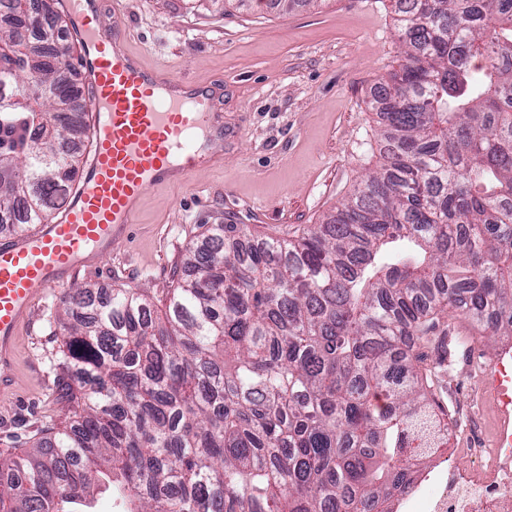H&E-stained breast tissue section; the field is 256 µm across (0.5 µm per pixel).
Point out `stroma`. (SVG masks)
I'll return each instance as SVG.
<instances>
[{"mask_svg":"<svg viewBox=\"0 0 512 512\" xmlns=\"http://www.w3.org/2000/svg\"><path fill=\"white\" fill-rule=\"evenodd\" d=\"M131 50L151 66L212 83L224 114L222 163L186 185L149 193L131 238L68 280L99 292L131 288L163 305L185 251L210 224L292 233L334 214L381 162L377 88L400 62L391 0H317L283 13L255 0H123ZM64 290H48L19 340L12 388L0 395V452L30 447L65 424L73 403L58 363ZM472 351H450L436 387L452 409L469 399Z\"/></svg>","mask_w":512,"mask_h":512,"instance_id":"stroma-1","label":"stroma"}]
</instances>
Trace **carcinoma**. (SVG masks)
Wrapping results in <instances>:
<instances>
[{
    "label": "carcinoma",
    "mask_w": 512,
    "mask_h": 512,
    "mask_svg": "<svg viewBox=\"0 0 512 512\" xmlns=\"http://www.w3.org/2000/svg\"><path fill=\"white\" fill-rule=\"evenodd\" d=\"M0 0V234L64 206L85 114L53 64L56 0ZM402 60L379 103L382 164L324 223L211 224L163 308L62 297L67 424L0 453V512H381L448 433L413 352L461 315L512 335V0H395ZM486 60L483 68L472 60Z\"/></svg>",
    "instance_id": "cac0c4a2"
}]
</instances>
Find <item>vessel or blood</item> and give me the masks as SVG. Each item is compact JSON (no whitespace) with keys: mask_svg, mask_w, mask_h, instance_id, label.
<instances>
[{"mask_svg":"<svg viewBox=\"0 0 512 512\" xmlns=\"http://www.w3.org/2000/svg\"><path fill=\"white\" fill-rule=\"evenodd\" d=\"M61 7L82 51L91 147L61 214L0 243V391L12 383L1 370L14 365L41 295L122 244L146 194L188 183L214 162L224 137L213 88L138 59L121 6L108 23L101 0H61ZM490 386L512 405V375L497 369Z\"/></svg>","mask_w":512,"mask_h":512,"instance_id":"b4317fda","label":"vessel or blood"}]
</instances>
